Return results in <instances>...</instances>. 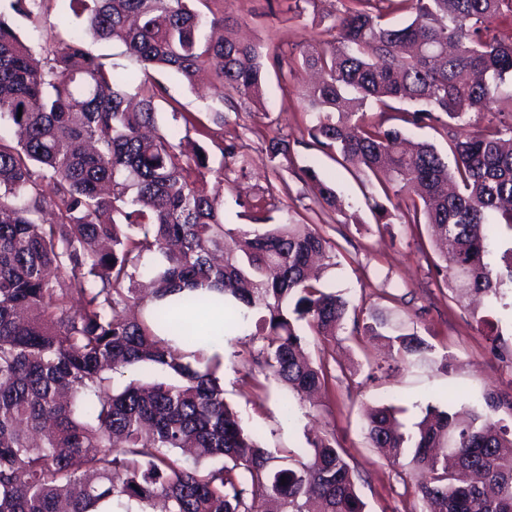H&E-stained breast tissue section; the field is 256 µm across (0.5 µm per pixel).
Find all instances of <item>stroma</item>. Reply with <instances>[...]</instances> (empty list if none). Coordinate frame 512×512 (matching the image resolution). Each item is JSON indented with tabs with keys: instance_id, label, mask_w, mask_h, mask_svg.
<instances>
[{
	"instance_id": "obj_1",
	"label": "stroma",
	"mask_w": 512,
	"mask_h": 512,
	"mask_svg": "<svg viewBox=\"0 0 512 512\" xmlns=\"http://www.w3.org/2000/svg\"><path fill=\"white\" fill-rule=\"evenodd\" d=\"M209 7L215 15L232 16L235 34L261 44L270 54L291 51L317 31L308 16L277 22L268 0H209ZM9 19L20 38L38 50L57 47L77 25L76 20L62 19L55 2L40 25L14 13ZM152 77L166 89L157 102L159 122H166L174 108L198 118L189 137L208 153V187L224 200L228 228H238L249 218L235 203L233 161L214 147L212 136L240 147L247 172L245 187L254 193L273 188L277 209L272 217L277 223L313 207L301 169L314 168L342 201L341 210L319 225L338 249V265L324 274L328 285L359 308V320H366L368 312H382L448 355L450 366L445 371L400 367L375 374L372 365L387 357L382 341L345 326L325 344L326 355L335 356L343 369L328 394L312 406L278 383L257 390L246 382L243 362L253 344L245 331H238L224 347L225 398L243 427L258 433L272 453L302 452L308 437L329 433L346 453L368 512H419L417 475L410 456L393 463L371 446L363 429L365 410L372 405L400 407L399 419L409 426L429 405L480 411L488 392L512 398V288L487 302L500 332L499 349L494 352L476 322L472 296L461 297L446 288L427 265L426 230L408 224L402 208L392 210L388 225L378 224L366 204L368 196H380L377 182L353 167L339 165L313 145L309 129L314 117L301 108L308 85L304 70H296L286 80L268 71L260 108L225 97L223 87L206 71L191 83L171 71L156 70ZM215 112L223 113V125L212 123ZM274 136L287 137L292 146L290 159L276 165L266 151L267 140Z\"/></svg>"
}]
</instances>
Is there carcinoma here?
Returning a JSON list of instances; mask_svg holds the SVG:
<instances>
[{
    "label": "carcinoma",
    "instance_id": "1",
    "mask_svg": "<svg viewBox=\"0 0 512 512\" xmlns=\"http://www.w3.org/2000/svg\"><path fill=\"white\" fill-rule=\"evenodd\" d=\"M204 0H57L85 18L96 40L119 41L140 71L108 69L69 32L41 54L0 13V512H365L336 440L317 434L302 453L273 455L224 399L208 346L254 322L255 387L274 380L299 396L326 392L330 363L303 356L308 336H336L349 302L310 275L337 264L336 244L315 224L272 223L276 205L238 187L254 223L226 228L207 189L203 150L186 151L157 125L163 86L152 68L187 81L209 68L224 94L261 104L263 75L285 79L297 63L320 73L303 94L317 122L310 136L336 161L389 176L391 195L427 225L453 290L496 297L512 287V247L490 259L492 227L512 232V0H338L332 23L289 53L267 55L226 36H203ZM38 22L45 0H9ZM405 13L393 24L387 16ZM136 85L130 96L126 87ZM408 105L401 121L440 126L453 161L412 143L367 104ZM270 159L290 142L269 140ZM314 198L332 210L336 191L303 169ZM224 296L217 327L192 328L210 308L198 290ZM183 291L182 301L162 304ZM364 330L389 358L449 366L415 332L369 313ZM162 381L115 386L132 368ZM486 410L426 408L406 434L388 406L365 412L372 447L394 462L412 449L420 512H512V428ZM286 483H281V478Z\"/></svg>",
    "mask_w": 512,
    "mask_h": 512
}]
</instances>
